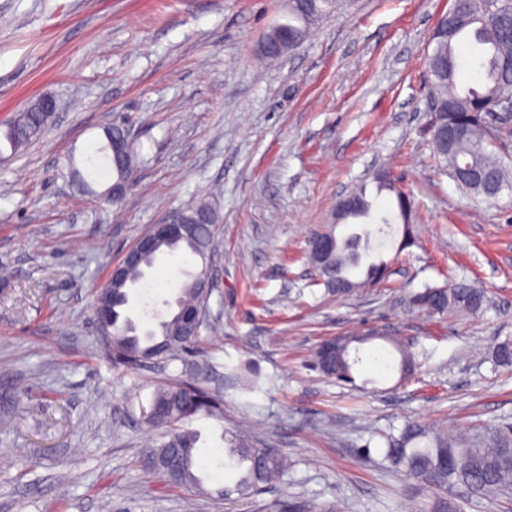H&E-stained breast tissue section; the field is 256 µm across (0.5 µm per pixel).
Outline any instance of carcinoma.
Masks as SVG:
<instances>
[{"instance_id":"cac0c4a2","label":"carcinoma","mask_w":512,"mask_h":512,"mask_svg":"<svg viewBox=\"0 0 512 512\" xmlns=\"http://www.w3.org/2000/svg\"><path fill=\"white\" fill-rule=\"evenodd\" d=\"M336 0H288V19L285 29L288 40L280 34H271L268 40L276 50L264 57L277 60L298 48L309 36L310 30L324 15L332 12ZM431 51L426 62L429 97L439 104L430 115V135L446 127L457 132L441 147L432 139L434 156L446 169L478 170L491 174L494 183L455 181L457 187L473 196L492 200L501 191L512 188V113L492 111L507 97H512V0H452L448 11L441 14L435 35L430 40ZM54 113L34 103L27 110L3 122V137L11 153L17 154L38 140L51 124ZM121 134L119 129L104 132V142L96 153L102 155L111 167L113 182L106 191L122 190L132 178L136 157L112 156L109 139ZM70 174L82 190L95 195L97 191L85 180L76 159L67 157ZM376 191L395 195L398 217L402 221V236L398 250L413 243L409 220L412 202L394 182L375 178ZM357 201L351 219L371 217L372 203L367 199L366 186L353 190ZM213 225L199 224L193 239L160 242L156 250L145 256L139 265L127 271L126 282L120 287L107 281L96 293L95 306L106 305L112 320L109 325V343L105 348L113 366L134 370L143 356L154 360L187 362L200 341L199 332L188 333L190 323L200 312H207V303L200 302L195 282L197 274L188 272L181 282L175 308L168 317L158 322L157 328L142 335L125 314L129 302V288L145 278V270L153 267L162 255H182L197 258L213 248ZM370 249L367 232L353 233L337 240L334 269L324 286L339 296L353 292L343 288L338 278H349V272L361 266L359 250ZM388 273L384 261L368 264L365 282L377 283ZM486 304L483 289L465 283L452 287L427 286L410 296L412 308L430 316L444 314L451 309L477 314ZM343 368L336 380L349 382L353 369L361 362L351 356L359 345L376 339L385 340L382 332L371 329L365 333L345 336ZM400 356V378H410L417 366L415 355L404 345L394 344ZM209 374L203 369L184 379H176L157 387L145 414V423L152 428H164L159 445L142 455L141 467L161 479L167 487H196L202 478L196 469L197 433L181 424L197 415L218 417L224 413L220 392L208 386ZM224 452L238 471L233 488H224V494L233 492L247 495L282 476L287 469L285 458L276 450L258 446L245 432L224 434ZM385 457L390 464L435 493L428 512H457L448 501V489L463 485L470 490L493 496L512 485V426L489 428L483 432L459 437L419 422H408L398 435L386 437Z\"/></svg>"}]
</instances>
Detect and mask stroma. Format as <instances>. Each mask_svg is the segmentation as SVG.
I'll use <instances>...</instances> for the list:
<instances>
[{
	"mask_svg": "<svg viewBox=\"0 0 512 512\" xmlns=\"http://www.w3.org/2000/svg\"><path fill=\"white\" fill-rule=\"evenodd\" d=\"M452 0H354L322 18L277 65L259 57L287 0H0V120L53 96L52 125L0 163V385L21 395L0 433V512H276L306 502L323 512H420L432 492L393 469L384 434L419 421L471 432L512 421V193L476 202L432 157L425 60ZM127 125L138 174L119 203L76 189L68 154ZM390 173L415 202V243L380 250L386 279L339 297L304 259L333 225L340 194L363 184L370 228L394 212L374 175ZM218 276L216 332L201 361L224 373L256 368L253 389L223 391L224 417L196 416L203 489L162 491L139 457L142 411L182 362L114 368L93 322L95 294L148 228L205 193ZM163 258L136 287L174 300L180 268ZM482 288L478 314L434 317L408 299L425 286ZM377 327L408 344L418 371L399 385L392 347L363 345L349 384L313 365L320 343ZM251 429L289 463L281 481L225 494L224 432Z\"/></svg>",
	"mask_w": 512,
	"mask_h": 512,
	"instance_id": "35a3bbf8",
	"label": "stroma"
}]
</instances>
